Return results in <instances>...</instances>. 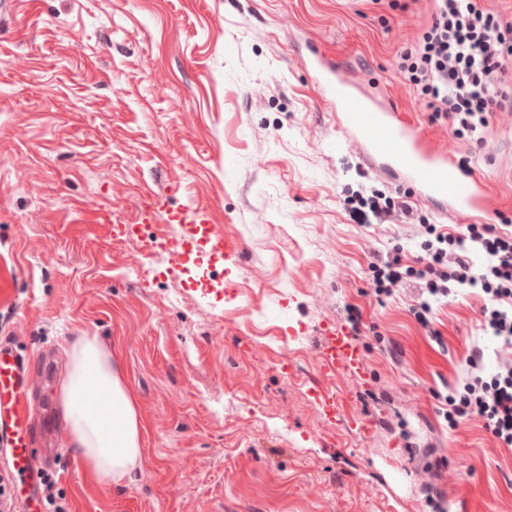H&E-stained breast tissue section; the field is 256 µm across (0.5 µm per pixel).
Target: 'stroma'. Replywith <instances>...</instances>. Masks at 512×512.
Listing matches in <instances>:
<instances>
[{
    "instance_id": "stroma-1",
    "label": "stroma",
    "mask_w": 512,
    "mask_h": 512,
    "mask_svg": "<svg viewBox=\"0 0 512 512\" xmlns=\"http://www.w3.org/2000/svg\"><path fill=\"white\" fill-rule=\"evenodd\" d=\"M371 0H9L0 9V341L26 360L40 412L34 454L50 458L67 512H512V448L481 422L449 427L444 401L467 376L479 290L415 319L414 283L377 297L369 265H417L418 226L360 224L344 199L370 187L410 196L427 224H467L371 167L337 132L303 59L317 46L350 78L411 113L427 147L469 158L512 220V124L471 148L433 124L396 70L399 32L429 18ZM205 208L243 239L231 263L203 251L179 271L112 227L146 194ZM360 314L367 384L325 374L322 329ZM84 334L112 346L144 427L118 487L90 482L57 410L63 350ZM302 339L294 373L277 362ZM349 396L374 423L363 440L310 394Z\"/></svg>"
}]
</instances>
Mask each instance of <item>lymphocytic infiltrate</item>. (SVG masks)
<instances>
[{
	"label": "lymphocytic infiltrate",
	"mask_w": 512,
	"mask_h": 512,
	"mask_svg": "<svg viewBox=\"0 0 512 512\" xmlns=\"http://www.w3.org/2000/svg\"><path fill=\"white\" fill-rule=\"evenodd\" d=\"M406 49L397 69L422 98L432 123L449 126L454 135L482 145L483 133L496 117L512 115L502 89L512 71V10L490 0H430V18L405 34ZM351 213L358 222L410 217L409 200L382 198L379 191L360 197ZM421 248V269L403 265L390 254L374 265L378 293L389 294L404 280H422L414 307L423 327H432V304L451 286L479 289L486 300L480 329L494 339L500 364L485 373L484 350L473 346L465 359L469 375L449 394L448 419L474 417L499 445L512 448V224H468L456 228L429 224ZM482 264H474L472 253Z\"/></svg>",
	"instance_id": "lymphocytic-infiltrate-1"
}]
</instances>
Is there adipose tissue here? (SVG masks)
I'll list each match as a JSON object with an SVG mask.
<instances>
[{
    "mask_svg": "<svg viewBox=\"0 0 512 512\" xmlns=\"http://www.w3.org/2000/svg\"><path fill=\"white\" fill-rule=\"evenodd\" d=\"M64 354L58 409L71 446L97 484L122 485L143 451L136 399L114 352L100 337H77Z\"/></svg>",
    "mask_w": 512,
    "mask_h": 512,
    "instance_id": "obj_1",
    "label": "adipose tissue"
}]
</instances>
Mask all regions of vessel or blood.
I'll list each match as a JSON object with an SVG mask.
<instances>
[{
  "label": "vessel or blood",
  "mask_w": 512,
  "mask_h": 512,
  "mask_svg": "<svg viewBox=\"0 0 512 512\" xmlns=\"http://www.w3.org/2000/svg\"><path fill=\"white\" fill-rule=\"evenodd\" d=\"M305 66L313 72L325 101L335 112L337 125L349 131L372 160L443 208L466 216L485 213L487 194L483 179L476 174L462 175L447 154L424 148V131L410 116L382 106L375 96L361 91L349 80L343 66L321 49H310ZM140 220L145 224L163 222L177 226L179 233L171 243L183 251L201 238L210 243L214 255L227 262L236 261L244 250L242 241L214 231L206 212L198 207L173 211L162 199L148 195L142 203ZM323 335L322 371H344L365 379L359 337L340 325L325 329ZM24 387V360L0 343V429L7 427L12 431L14 468L31 474L39 468L37 458L28 449L30 424L37 410L24 400Z\"/></svg>",
  "instance_id": "vessel-or-blood-1"
}]
</instances>
